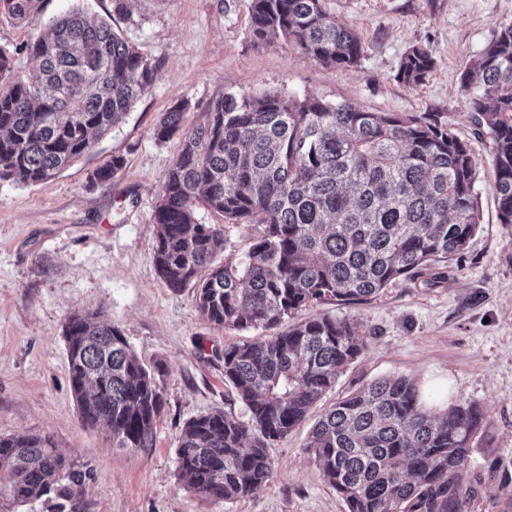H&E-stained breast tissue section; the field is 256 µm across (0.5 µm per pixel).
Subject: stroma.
<instances>
[{
  "instance_id": "35a3bbf8",
  "label": "stroma",
  "mask_w": 512,
  "mask_h": 512,
  "mask_svg": "<svg viewBox=\"0 0 512 512\" xmlns=\"http://www.w3.org/2000/svg\"><path fill=\"white\" fill-rule=\"evenodd\" d=\"M74 6L106 20L156 74L123 122L62 172L36 184L0 179V435L50 437L92 468L76 512H346L305 450L309 431L338 399L371 381L405 376L482 409L469 467L483 482L467 512H512L500 471L512 462V224L499 219L492 142L476 135L459 89L466 66L512 24V0H327L337 21L366 44L354 70L322 65L281 41L256 43L252 0H127L121 11L115 0H45L37 23L0 19V49L10 53L15 73L35 68L28 44ZM413 44L429 46L436 65L424 83L409 87L395 74ZM267 91L370 112L447 113L481 168L482 220L443 282L425 269L365 302L298 310L299 321L354 322L366 346L306 421L270 448L274 473L265 486L235 502H206L178 476L179 434L188 420L214 410L247 420L224 382L223 351L265 334L214 325L193 289L172 292L158 277L154 212L180 140H159L155 128L179 102L187 103L183 123L191 126L219 97ZM115 156L124 157L123 170L108 183L93 182V172ZM195 217L223 231L218 265L241 258L261 230L225 223L202 207ZM87 310L101 312L139 361L161 374L165 404L153 447H113L105 427L79 417L63 329L69 315Z\"/></svg>"
}]
</instances>
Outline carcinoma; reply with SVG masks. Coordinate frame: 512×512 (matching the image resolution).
Segmentation results:
<instances>
[{
    "instance_id": "carcinoma-1",
    "label": "carcinoma",
    "mask_w": 512,
    "mask_h": 512,
    "mask_svg": "<svg viewBox=\"0 0 512 512\" xmlns=\"http://www.w3.org/2000/svg\"><path fill=\"white\" fill-rule=\"evenodd\" d=\"M44 0H0V17L38 20ZM251 34L283 41L326 66L353 70L366 46L336 22L326 0H253ZM38 69L12 73L0 50V178L38 183L88 153L150 88L154 67L111 26L72 9L28 45ZM432 50L414 44L395 78L424 82ZM478 130L493 142L491 173L501 222L512 224V25L502 26L460 77ZM185 105L164 113L158 139L181 134L155 210V268L174 292L192 288L202 315L261 341L224 346V382L249 412L186 422L180 477L207 501L247 498L273 476L270 445L292 432L364 350L354 323L326 316L290 322L303 307L355 303L417 269L448 264L480 224L478 163L440 112H368L313 96L226 95L202 123L182 128ZM114 157L93 173L112 180ZM230 224H262L238 261L212 264ZM70 385L84 423L106 426L117 448H149L163 387L121 331L94 312L64 330ZM483 421L473 403L440 410L416 381L384 378L336 402L306 451L347 512H466L470 443ZM0 512L43 497L78 500L90 473L48 436L0 437Z\"/></svg>"
}]
</instances>
